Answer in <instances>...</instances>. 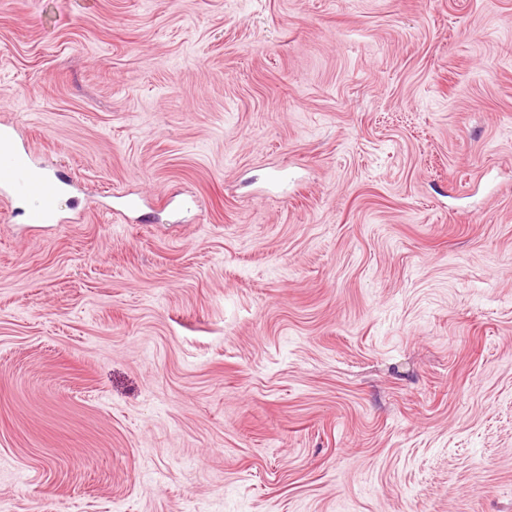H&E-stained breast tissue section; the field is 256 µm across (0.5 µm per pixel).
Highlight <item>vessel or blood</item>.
Returning <instances> with one entry per match:
<instances>
[{
	"label": "vessel or blood",
	"mask_w": 512,
	"mask_h": 512,
	"mask_svg": "<svg viewBox=\"0 0 512 512\" xmlns=\"http://www.w3.org/2000/svg\"><path fill=\"white\" fill-rule=\"evenodd\" d=\"M65 180L61 172L47 173L28 147L20 146L12 125H0V201H23L29 226L57 220Z\"/></svg>",
	"instance_id": "obj_1"
}]
</instances>
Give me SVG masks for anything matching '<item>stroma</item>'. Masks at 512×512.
<instances>
[{
	"instance_id": "1",
	"label": "stroma",
	"mask_w": 512,
	"mask_h": 512,
	"mask_svg": "<svg viewBox=\"0 0 512 512\" xmlns=\"http://www.w3.org/2000/svg\"><path fill=\"white\" fill-rule=\"evenodd\" d=\"M2 120L0 512H512V0H0ZM28 147H21L11 124L0 125L1 203L14 200L26 204L24 214L31 227H42L58 219L60 199L67 184L59 169L48 174Z\"/></svg>"
}]
</instances>
